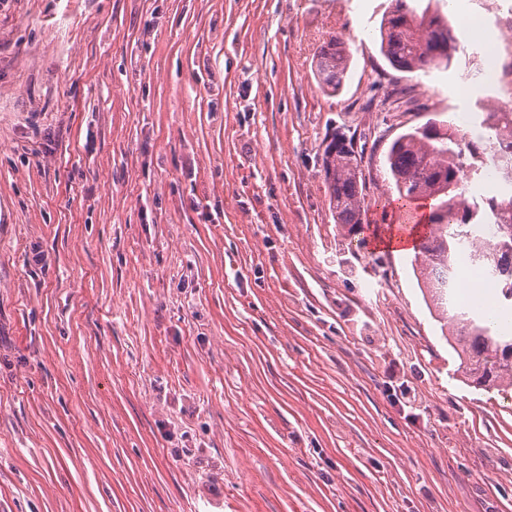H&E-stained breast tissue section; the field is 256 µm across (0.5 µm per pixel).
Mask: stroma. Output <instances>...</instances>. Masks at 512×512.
<instances>
[{"mask_svg":"<svg viewBox=\"0 0 512 512\" xmlns=\"http://www.w3.org/2000/svg\"><path fill=\"white\" fill-rule=\"evenodd\" d=\"M424 3L494 15L512 66V0ZM390 7L0 0V512H512V390L467 381L413 253L375 247L394 139L466 112L478 140L512 84L471 80L465 34L394 69ZM338 130L359 249L321 172ZM348 70V56L344 42L333 36L320 46L315 55V77L319 86L333 94L343 86ZM362 159L363 152L354 151L353 138H349L347 145L334 150L326 145L322 155V172L330 208L336 224L347 229L348 236L355 235L359 224H363L366 182L361 168Z\"/></svg>","mask_w":512,"mask_h":512,"instance_id":"stroma-1","label":"stroma"}]
</instances>
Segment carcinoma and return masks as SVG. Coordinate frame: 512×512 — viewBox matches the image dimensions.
Wrapping results in <instances>:
<instances>
[{
  "label": "carcinoma",
  "mask_w": 512,
  "mask_h": 512,
  "mask_svg": "<svg viewBox=\"0 0 512 512\" xmlns=\"http://www.w3.org/2000/svg\"><path fill=\"white\" fill-rule=\"evenodd\" d=\"M412 0H393L381 26V53L400 71H429L450 63L460 44V34L438 14L418 15ZM348 70L344 42L331 37L315 55L319 86L333 94L343 86ZM483 147L451 130V125L428 122L399 135L387 155L398 201L436 199L428 217L427 241L419 244L415 260L426 274L429 293L442 311L448 345L457 354L459 368L474 386L491 390L512 386V190L485 195L482 205L462 202L464 180L477 179L488 161L503 170L512 169V141L482 136ZM363 153H355L354 141L336 149L325 146L322 172L329 204L348 235L363 223L365 176ZM495 223L499 234L482 240V227ZM489 272L496 279L495 308L490 317L474 311L455 298L461 257Z\"/></svg>",
  "instance_id": "cac0c4a2"
}]
</instances>
